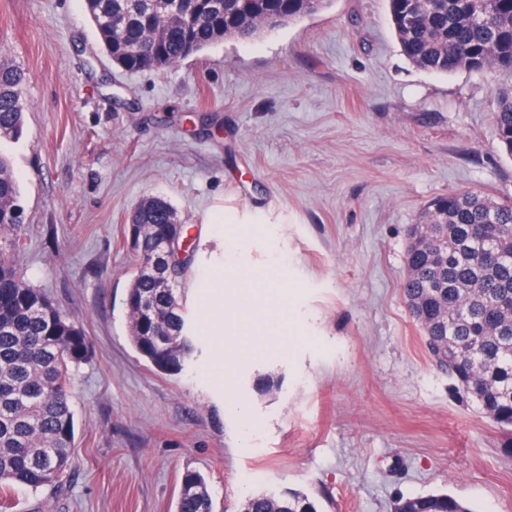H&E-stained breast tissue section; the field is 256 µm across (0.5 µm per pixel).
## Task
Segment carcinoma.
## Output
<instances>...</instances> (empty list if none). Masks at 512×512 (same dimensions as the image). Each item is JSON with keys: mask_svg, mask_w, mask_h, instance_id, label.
Returning <instances> with one entry per match:
<instances>
[{"mask_svg": "<svg viewBox=\"0 0 512 512\" xmlns=\"http://www.w3.org/2000/svg\"><path fill=\"white\" fill-rule=\"evenodd\" d=\"M241 17L233 0H85L101 46L126 71L172 66L227 38L248 39L268 12L298 14L299 0H260ZM396 38L417 68L512 76V0H388ZM26 76L0 59V141L23 135ZM495 136L512 157V84L494 90ZM20 188L0 155V492L58 486L71 471L75 418L73 369L91 357L79 322L66 317L14 263L25 250ZM137 267L126 293L129 339L155 370L177 375L194 351L176 279L149 265L179 223L171 204L148 197L129 216ZM404 302L420 325L433 365L459 395L507 435L512 454V199L474 191L433 199L409 233ZM174 512H214L205 478L186 472ZM240 512H323L292 489L248 497ZM394 512H470L446 492L401 496Z\"/></svg>", "mask_w": 512, "mask_h": 512, "instance_id": "carcinoma-1", "label": "carcinoma"}]
</instances>
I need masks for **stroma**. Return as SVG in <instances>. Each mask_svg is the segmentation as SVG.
I'll use <instances>...</instances> for the list:
<instances>
[{"mask_svg":"<svg viewBox=\"0 0 512 512\" xmlns=\"http://www.w3.org/2000/svg\"><path fill=\"white\" fill-rule=\"evenodd\" d=\"M27 75L13 165L29 282L84 326L74 466L11 512H173L185 472L215 512L283 488L325 512H391L447 492L512 512L504 434L431 363L404 303L406 230L434 197L512 198L495 72L436 74L403 55L386 0H333L249 42L158 70L103 53L84 0H0V49ZM187 224L178 291L198 351L178 375L133 349L123 228L146 197ZM233 208L250 224H210ZM278 279L228 334L215 276ZM285 325L282 336L267 324Z\"/></svg>","mask_w":512,"mask_h":512,"instance_id":"obj_1","label":"stroma"}]
</instances>
